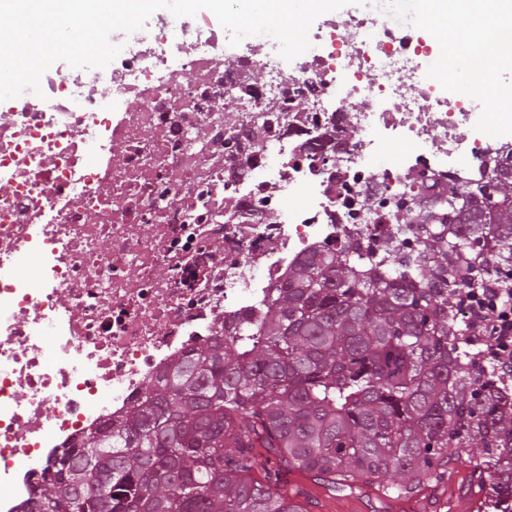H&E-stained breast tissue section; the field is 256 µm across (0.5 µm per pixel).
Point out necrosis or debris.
Listing matches in <instances>:
<instances>
[{
	"instance_id": "1",
	"label": "necrosis or debris",
	"mask_w": 512,
	"mask_h": 512,
	"mask_svg": "<svg viewBox=\"0 0 512 512\" xmlns=\"http://www.w3.org/2000/svg\"><path fill=\"white\" fill-rule=\"evenodd\" d=\"M309 37L288 61L157 12L106 68L0 102V512H39L57 456L294 263L419 248L399 203L439 211L512 155V113L449 92L395 0Z\"/></svg>"
}]
</instances>
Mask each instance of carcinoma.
<instances>
[{"mask_svg": "<svg viewBox=\"0 0 512 512\" xmlns=\"http://www.w3.org/2000/svg\"><path fill=\"white\" fill-rule=\"evenodd\" d=\"M428 219L386 273L331 248L294 264L259 319L62 453L41 512H311L284 476L412 498L451 463L512 512V374L460 352L463 294L512 289V165Z\"/></svg>", "mask_w": 512, "mask_h": 512, "instance_id": "1", "label": "carcinoma"}]
</instances>
